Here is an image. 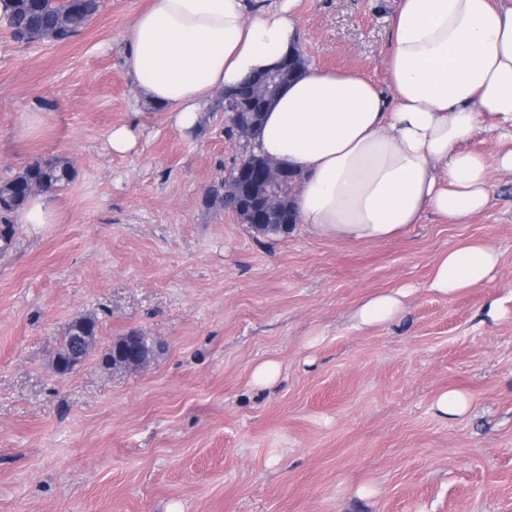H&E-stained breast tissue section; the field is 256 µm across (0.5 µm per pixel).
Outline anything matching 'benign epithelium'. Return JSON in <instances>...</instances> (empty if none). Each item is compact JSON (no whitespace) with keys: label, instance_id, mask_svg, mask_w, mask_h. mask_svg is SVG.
<instances>
[{"label":"benign epithelium","instance_id":"7a95c632","mask_svg":"<svg viewBox=\"0 0 512 512\" xmlns=\"http://www.w3.org/2000/svg\"><path fill=\"white\" fill-rule=\"evenodd\" d=\"M288 80V73L283 70H272L260 75L256 80V91L262 97L264 104H269L279 88ZM224 111L229 113V119H236L239 113L245 112L247 128L244 139L249 141L254 136L256 127L260 124L262 113L248 111V105L235 94L224 93ZM288 179V170L267 160H256L252 165L240 168L233 179L225 180V190L228 192L246 190L251 197L249 211L250 223L270 230H288L286 224L270 223L271 216L277 207L276 189ZM90 341L86 331L78 330L70 337V343L63 352L55 354L52 368L59 375L71 373L86 357L80 353V348ZM151 357L149 346L145 345L142 336L131 332L115 342L106 350L101 358L105 367L117 365L121 368L139 369L148 364Z\"/></svg>","mask_w":512,"mask_h":512}]
</instances>
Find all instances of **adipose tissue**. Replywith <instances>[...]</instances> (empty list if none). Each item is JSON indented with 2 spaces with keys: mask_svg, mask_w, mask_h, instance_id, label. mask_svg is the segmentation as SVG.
I'll use <instances>...</instances> for the list:
<instances>
[{
  "mask_svg": "<svg viewBox=\"0 0 512 512\" xmlns=\"http://www.w3.org/2000/svg\"><path fill=\"white\" fill-rule=\"evenodd\" d=\"M298 0L251 11L247 0H152L122 39L140 95L193 131L218 89L277 68L301 41ZM391 93L359 72L310 64L264 114L258 150L301 174L298 221L343 241L408 235L431 210L464 224L512 173V146L474 151L480 130L512 143V0H399L385 60ZM500 255L469 241L438 256L426 282L453 297L493 280ZM410 287L365 298L361 330L406 309Z\"/></svg>",
  "mask_w": 512,
  "mask_h": 512,
  "instance_id": "1",
  "label": "adipose tissue"
}]
</instances>
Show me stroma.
<instances>
[{
    "mask_svg": "<svg viewBox=\"0 0 512 512\" xmlns=\"http://www.w3.org/2000/svg\"><path fill=\"white\" fill-rule=\"evenodd\" d=\"M149 5L104 0L63 43L0 27V179L56 156L75 170L56 223L0 242V512H512V173L492 172L468 224L429 212L383 242L257 233L205 203L245 151L223 93L186 133L122 64ZM395 7L299 0L300 47L388 88ZM132 118L136 149L113 154L109 130ZM465 241L499 253L495 278L430 292L436 258ZM406 285L400 320L352 327L363 298ZM84 315L94 351L57 375ZM130 332L148 365L105 369ZM268 359L279 379L254 386ZM449 388L472 406L446 421L432 405Z\"/></svg>",
    "mask_w": 512,
    "mask_h": 512,
    "instance_id": "1",
    "label": "stroma"
}]
</instances>
